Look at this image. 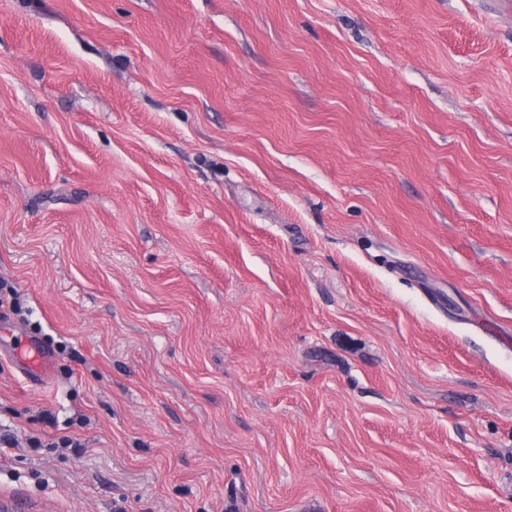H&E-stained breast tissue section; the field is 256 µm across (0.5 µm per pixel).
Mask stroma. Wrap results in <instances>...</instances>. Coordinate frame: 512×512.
<instances>
[{
	"instance_id": "stroma-1",
	"label": "stroma",
	"mask_w": 512,
	"mask_h": 512,
	"mask_svg": "<svg viewBox=\"0 0 512 512\" xmlns=\"http://www.w3.org/2000/svg\"><path fill=\"white\" fill-rule=\"evenodd\" d=\"M0 281V512H512V9L0 0ZM17 354L25 355V365L31 370L46 371L50 368V359L46 351L35 341H29L26 344H19L17 347Z\"/></svg>"
}]
</instances>
